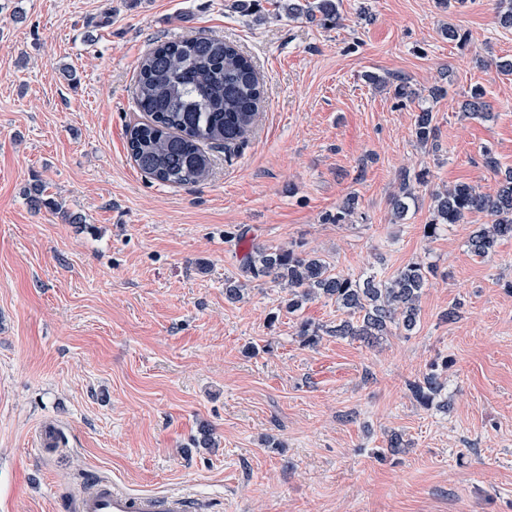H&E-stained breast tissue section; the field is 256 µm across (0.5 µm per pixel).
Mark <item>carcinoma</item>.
I'll return each mask as SVG.
<instances>
[{
	"label": "carcinoma",
	"instance_id": "1",
	"mask_svg": "<svg viewBox=\"0 0 512 512\" xmlns=\"http://www.w3.org/2000/svg\"><path fill=\"white\" fill-rule=\"evenodd\" d=\"M340 0H287L278 4L290 18H306L324 28L339 24ZM263 90L249 57L233 44L209 35L165 41L143 56L135 82V104L146 119L129 126L127 145L131 158L144 174L168 185H185L204 179L209 158L203 147L237 144L248 133L258 114ZM485 91L472 88L464 109L476 118L485 117ZM417 143L438 148L432 110H421L415 121ZM485 165L499 178L493 194L481 192L469 183H457L434 194V208L428 236L438 234L445 224H456L473 211L493 217L479 229L468 246L477 256L495 251L500 240L512 238V168L502 169L498 160L485 153ZM428 183V171L405 177L400 192L392 197L394 214L401 218L415 199L410 181ZM355 208L350 197L324 221L344 224ZM241 271L252 280L269 278L288 286L285 308L300 310L315 297L335 301L348 318L332 333L374 343L392 329L413 331L419 317V299L433 274L430 265L412 263L389 281L370 276L362 281L332 273L326 262L299 248H266L256 245L241 260ZM298 335L304 344L316 345L320 328L303 321ZM444 384L437 373L409 383L414 398L429 408L439 398Z\"/></svg>",
	"mask_w": 512,
	"mask_h": 512
}]
</instances>
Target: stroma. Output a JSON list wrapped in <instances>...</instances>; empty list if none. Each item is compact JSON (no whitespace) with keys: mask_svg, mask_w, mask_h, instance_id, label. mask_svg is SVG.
<instances>
[{"mask_svg":"<svg viewBox=\"0 0 512 512\" xmlns=\"http://www.w3.org/2000/svg\"><path fill=\"white\" fill-rule=\"evenodd\" d=\"M235 3L0 0V512H55L93 473L187 487L222 512H512V239L471 253L483 212L424 232L432 192L495 193L488 152L512 167L500 0H341L333 28ZM198 34L251 59L263 100L242 141L209 149L202 181L167 185L127 147L138 64ZM475 86L482 120L461 108ZM423 108L435 150L416 142ZM422 169L396 220L391 194ZM351 194L347 223L324 222ZM255 244L302 246L357 279L436 273L414 333L370 346L332 334L345 314L323 297L294 316L261 280L226 301ZM301 321L323 328L316 346ZM432 371L443 404L426 408L408 384ZM47 418L67 435L51 457L35 442ZM204 426L213 445L194 447Z\"/></svg>","mask_w":512,"mask_h":512,"instance_id":"35a3bbf8","label":"stroma"}]
</instances>
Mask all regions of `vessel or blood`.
Returning a JSON list of instances; mask_svg holds the SVG:
<instances>
[{
    "instance_id": "vessel-or-blood-1",
    "label": "vessel or blood",
    "mask_w": 512,
    "mask_h": 512,
    "mask_svg": "<svg viewBox=\"0 0 512 512\" xmlns=\"http://www.w3.org/2000/svg\"><path fill=\"white\" fill-rule=\"evenodd\" d=\"M65 508L67 512H210V503L187 488L136 493L99 474L80 486Z\"/></svg>"
}]
</instances>
